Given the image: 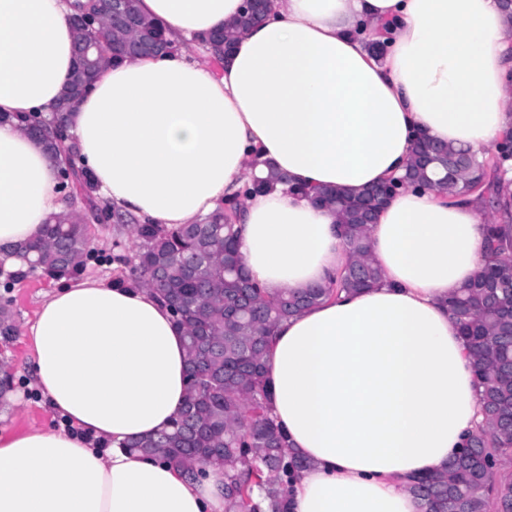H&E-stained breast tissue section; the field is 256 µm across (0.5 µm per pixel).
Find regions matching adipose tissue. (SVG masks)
Returning a JSON list of instances; mask_svg holds the SVG:
<instances>
[{
  "instance_id": "ef3b65f1",
  "label": "adipose tissue",
  "mask_w": 512,
  "mask_h": 512,
  "mask_svg": "<svg viewBox=\"0 0 512 512\" xmlns=\"http://www.w3.org/2000/svg\"><path fill=\"white\" fill-rule=\"evenodd\" d=\"M174 42L204 41L243 0H138ZM73 0H0V266L68 207L58 166L23 120L58 103L74 65ZM389 26L383 56L368 40ZM215 76L185 52L112 64L71 131L99 198L126 221L193 224L269 168L247 197L239 252L269 295L348 262L335 210L404 174L416 137L484 156L512 131V18L499 0H271ZM476 194L408 186L368 227L380 284L278 323L270 409L308 462L289 512H427L410 489L482 423L448 297L474 279ZM32 373L64 428L0 434V512H225L224 471L191 478L122 446L168 430L187 394L184 337L148 287L86 279L48 295L29 328Z\"/></svg>"
}]
</instances>
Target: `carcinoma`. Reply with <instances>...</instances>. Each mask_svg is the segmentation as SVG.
Segmentation results:
<instances>
[{
	"mask_svg": "<svg viewBox=\"0 0 512 512\" xmlns=\"http://www.w3.org/2000/svg\"><path fill=\"white\" fill-rule=\"evenodd\" d=\"M97 27L89 39L118 45L132 39ZM419 152L429 163L411 162L406 178L453 197L494 174L501 158L512 157V144L499 148L496 160L480 162L467 149L423 143ZM282 182L269 170L247 193L264 192ZM320 204L336 208L339 230L350 254L348 264L329 284L301 292L266 297L251 288L250 302L235 315L229 306L243 292L244 268L235 225L181 224L166 229L134 224L138 240L135 263L126 267L120 284L152 289L180 315L175 325L186 339L187 395L171 429L153 437L133 438L125 447L137 454L159 455L176 468L196 474L206 459L224 468L226 512H284L289 487L305 461L288 453L286 434L269 416L266 405L265 353L267 336L280 320L296 315L331 294L369 288L381 273L370 255L368 223L361 203L364 191L352 194L329 188L316 192ZM487 248L477 276L448 298V310L460 325L471 352L480 388L485 426L472 435L468 448L497 455L512 451V224L485 225ZM90 239L82 215L44 225L31 242L32 265L50 277L76 274L85 264ZM413 492L429 512H512V479L497 480L471 455L460 452L448 466L426 474Z\"/></svg>",
	"mask_w": 512,
	"mask_h": 512,
	"instance_id": "obj_1",
	"label": "carcinoma"
}]
</instances>
